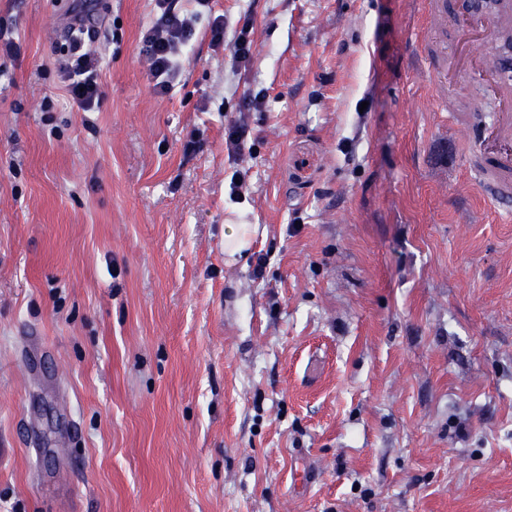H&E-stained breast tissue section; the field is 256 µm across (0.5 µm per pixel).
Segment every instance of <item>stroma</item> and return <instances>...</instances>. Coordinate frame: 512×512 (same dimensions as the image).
I'll list each match as a JSON object with an SVG mask.
<instances>
[{
    "instance_id": "1",
    "label": "stroma",
    "mask_w": 512,
    "mask_h": 512,
    "mask_svg": "<svg viewBox=\"0 0 512 512\" xmlns=\"http://www.w3.org/2000/svg\"><path fill=\"white\" fill-rule=\"evenodd\" d=\"M71 3L0 0V512H512V222L452 134L499 100L448 69L456 0H213L248 70L203 19L163 96L155 0H110L94 112ZM103 59L96 51L84 49L79 40H74L65 59L60 64L63 79L72 105L77 111L92 112L102 98L99 72ZM84 88L83 92L80 89ZM224 139L229 156L240 155L251 140V132L247 125L233 123L224 129ZM229 232L224 234L225 246L231 254L240 255L246 250L257 227L254 224H230L227 225Z\"/></svg>"
}]
</instances>
